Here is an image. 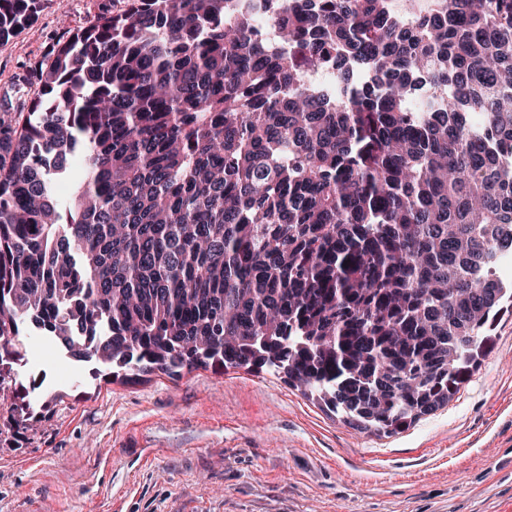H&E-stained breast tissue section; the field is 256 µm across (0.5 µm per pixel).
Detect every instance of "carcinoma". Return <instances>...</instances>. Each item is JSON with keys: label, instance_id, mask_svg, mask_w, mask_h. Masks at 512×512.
<instances>
[{"label": "carcinoma", "instance_id": "obj_1", "mask_svg": "<svg viewBox=\"0 0 512 512\" xmlns=\"http://www.w3.org/2000/svg\"><path fill=\"white\" fill-rule=\"evenodd\" d=\"M441 2L262 0L277 50L233 0L103 7L0 94V337L272 369L361 430L448 404L512 301V0ZM80 179V169L72 163L68 172L56 178L52 183L54 194L60 199L70 198L77 190Z\"/></svg>", "mask_w": 512, "mask_h": 512}]
</instances>
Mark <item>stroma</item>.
<instances>
[{"label":"stroma","mask_w":512,"mask_h":512,"mask_svg":"<svg viewBox=\"0 0 512 512\" xmlns=\"http://www.w3.org/2000/svg\"><path fill=\"white\" fill-rule=\"evenodd\" d=\"M103 0H50L0 44V87ZM20 359L0 401V512H512V307L447 406L358 430L282 375L199 367L106 381ZM47 378L31 389L36 371Z\"/></svg>","instance_id":"obj_1"}]
</instances>
